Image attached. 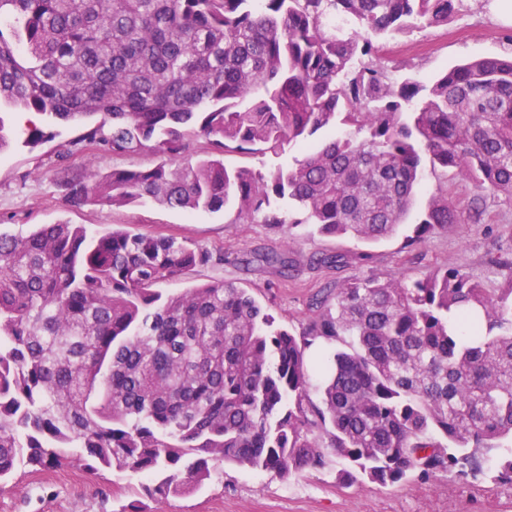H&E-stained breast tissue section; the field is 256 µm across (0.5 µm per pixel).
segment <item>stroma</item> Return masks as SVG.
Instances as JSON below:
<instances>
[{
    "label": "stroma",
    "mask_w": 512,
    "mask_h": 512,
    "mask_svg": "<svg viewBox=\"0 0 512 512\" xmlns=\"http://www.w3.org/2000/svg\"><path fill=\"white\" fill-rule=\"evenodd\" d=\"M512 55V24L503 23L487 0H464L445 27H420L397 38L380 52L378 64L392 80L408 75L428 81L464 61ZM57 137L30 149L15 145L0 155V233L27 235L39 224H81L93 232L122 228L134 233L170 236L226 255L223 265L199 268L162 284L163 293H179L212 280L234 282L265 301L277 325L298 328L313 311L316 299L349 279L377 276L414 281L436 269L463 267L494 287L505 284L495 258L512 257V200L478 196L473 186L449 175L448 196L461 210L479 204L481 223L454 224L418 248L403 235L364 245L348 237L292 229V244L263 224H231L223 212L188 213L146 202L134 206H65L54 182L82 168L84 154L58 161L59 143L78 138L81 125L57 126ZM287 250V274L261 262L262 254ZM323 254L341 255L333 269L314 265ZM498 449L478 453L477 479L461 481L442 475L423 482L408 479L379 485L346 484L337 473L343 461L325 470H310L282 479L256 469L219 465L200 490L154 501L144 495L143 477L111 473L93 475L69 461L52 471L26 469L0 487V512H120L139 502L143 512H512V489L495 480Z\"/></svg>",
    "instance_id": "35a3bbf8"
}]
</instances>
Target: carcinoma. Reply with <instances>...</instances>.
I'll list each match as a JSON object with an SVG mask.
<instances>
[{"label": "carcinoma", "mask_w": 512, "mask_h": 512, "mask_svg": "<svg viewBox=\"0 0 512 512\" xmlns=\"http://www.w3.org/2000/svg\"><path fill=\"white\" fill-rule=\"evenodd\" d=\"M461 2L0 0V103L51 126L96 118L59 145L60 161L91 149L57 182L72 208L230 206L232 224L376 243L429 173L512 199V56L429 84L362 62L380 38L448 24ZM319 132L287 168L224 165L232 144L277 155ZM53 137L34 126L24 143ZM138 152L156 162L97 167L100 154ZM468 220L479 211L464 215L439 187L406 246ZM222 263L120 228L0 233V484L74 450L92 470L145 476L156 499L202 486L215 462L287 478L339 458L340 480L387 485L475 477L478 450L499 448L496 478L512 489L511 259L498 260L502 288L454 268L349 281L298 332L232 283L157 290ZM318 340L328 349L306 358Z\"/></svg>", "instance_id": "cac0c4a2"}]
</instances>
